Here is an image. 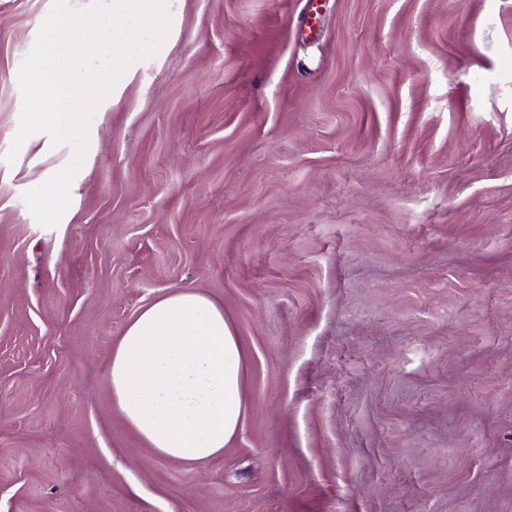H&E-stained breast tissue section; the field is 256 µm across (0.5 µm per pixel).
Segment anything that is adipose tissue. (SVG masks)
Wrapping results in <instances>:
<instances>
[{
    "label": "adipose tissue",
    "instance_id": "obj_1",
    "mask_svg": "<svg viewBox=\"0 0 512 512\" xmlns=\"http://www.w3.org/2000/svg\"><path fill=\"white\" fill-rule=\"evenodd\" d=\"M243 361L223 308L176 290L126 327L112 355L109 389L149 447L172 459L205 461L239 429Z\"/></svg>",
    "mask_w": 512,
    "mask_h": 512
}]
</instances>
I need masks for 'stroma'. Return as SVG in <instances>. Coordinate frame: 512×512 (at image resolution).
<instances>
[{
  "label": "stroma",
  "instance_id": "stroma-1",
  "mask_svg": "<svg viewBox=\"0 0 512 512\" xmlns=\"http://www.w3.org/2000/svg\"><path fill=\"white\" fill-rule=\"evenodd\" d=\"M52 0H0V154ZM57 228L0 161V512H512V0H170ZM188 289L244 350L240 428L159 455L108 386Z\"/></svg>",
  "mask_w": 512,
  "mask_h": 512
}]
</instances>
